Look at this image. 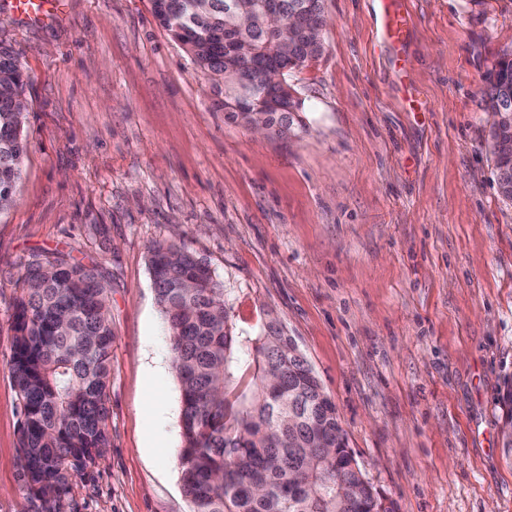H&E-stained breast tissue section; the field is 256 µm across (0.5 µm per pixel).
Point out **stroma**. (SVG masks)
<instances>
[{
	"instance_id": "1",
	"label": "stroma",
	"mask_w": 512,
	"mask_h": 512,
	"mask_svg": "<svg viewBox=\"0 0 512 512\" xmlns=\"http://www.w3.org/2000/svg\"><path fill=\"white\" fill-rule=\"evenodd\" d=\"M406 77L377 0H326L325 50L291 79L304 130L225 121L218 88L151 0H66L34 23L0 0L29 81L27 150L0 211V512H38L8 370L14 282L62 251L109 285L111 446L64 512H190L180 390L147 248L223 282L237 324L277 319L336 405L391 512H512V202L494 183L484 90L512 55V0H400ZM418 89L425 109L407 102Z\"/></svg>"
}]
</instances>
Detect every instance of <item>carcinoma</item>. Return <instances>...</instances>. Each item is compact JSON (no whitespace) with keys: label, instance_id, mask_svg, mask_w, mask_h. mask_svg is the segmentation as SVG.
Listing matches in <instances>:
<instances>
[{"label":"carcinoma","instance_id":"carcinoma-1","mask_svg":"<svg viewBox=\"0 0 512 512\" xmlns=\"http://www.w3.org/2000/svg\"><path fill=\"white\" fill-rule=\"evenodd\" d=\"M283 15L305 5L309 24L281 47L259 12L237 27L226 0H152L166 28L181 21L178 39L194 65L224 86V117L243 123L227 91L262 85L271 65L290 76L311 62V28L324 27L325 0H257ZM250 41L247 67L236 45ZM27 76L0 46V201L12 202L22 180L23 97ZM486 110L512 99V60L489 72ZM294 116L271 111L270 133L287 138L304 129L301 101ZM148 266L170 336L180 385L181 446L176 462L191 512H389L351 454L336 455L345 439L336 407L303 354L287 355L288 337L273 323L243 335L226 301L224 283L190 252L155 241ZM102 276L70 255H39L15 282L16 311L8 369L21 404L19 463L39 512H63L70 480L95 467L110 447L109 384L114 334Z\"/></svg>","mask_w":512,"mask_h":512}]
</instances>
